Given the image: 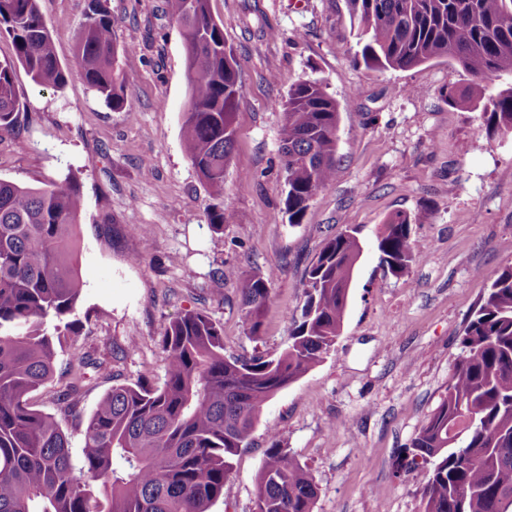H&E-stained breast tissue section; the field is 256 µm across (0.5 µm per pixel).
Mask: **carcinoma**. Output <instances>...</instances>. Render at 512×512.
<instances>
[{"instance_id":"cac0c4a2","label":"carcinoma","mask_w":512,"mask_h":512,"mask_svg":"<svg viewBox=\"0 0 512 512\" xmlns=\"http://www.w3.org/2000/svg\"><path fill=\"white\" fill-rule=\"evenodd\" d=\"M358 23L366 69H412L445 58L466 85L450 102L487 110L485 137L512 132V86L486 97L487 81L512 76V0H347ZM183 39L188 103L183 148L202 182L224 193L243 95L238 62L208 0H166ZM14 54L0 60V137L19 123L15 69L61 89L66 74L38 0H0V33ZM120 44L107 0H89L76 38L84 77L114 110L131 80L118 66ZM281 156L290 223L336 176L340 111L318 79L299 82L281 104ZM83 197L67 178L41 188L0 179V512H209L224 494L233 457L247 447L263 406L319 364L344 323L362 247L352 233L329 238L307 271L305 302L291 343L276 358L224 356V329L202 310L175 318L162 336L165 378L115 385L87 416L78 394L85 368L74 355L58 391L60 417L33 408L30 395L54 376L58 348L73 323L81 280L76 262ZM413 219L390 216L377 237L395 275L420 260ZM270 277L239 278L251 337L259 338ZM58 321L54 332L43 329ZM440 405L393 463L394 475L424 473L422 512H512V266L503 267L464 329ZM83 436L73 462L60 420ZM256 476L255 512H313L318 487L307 467L268 431Z\"/></svg>"}]
</instances>
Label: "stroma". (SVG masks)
Here are the masks:
<instances>
[{"label":"stroma","instance_id":"stroma-1","mask_svg":"<svg viewBox=\"0 0 512 512\" xmlns=\"http://www.w3.org/2000/svg\"><path fill=\"white\" fill-rule=\"evenodd\" d=\"M88 0H39L67 73L61 90L15 73L22 104L0 137V178L42 187L77 178L82 291L60 362L91 352L79 408L112 385L164 381L161 338L180 313L202 309L224 328V353L274 357L305 300V274L328 235L357 229L363 253L343 327L324 360L263 407L210 512H254L255 477L275 426L319 488L314 512H420L422 477H395L445 394L461 338L498 270L512 265V133L482 143V109L452 104L465 85L445 59L382 73L354 64L357 28L346 0H210L238 62L244 95L224 192L200 181L183 146L185 51L165 0H109L119 66L132 79L125 110L88 85L75 57ZM320 78L340 110L336 177L300 223L285 211L280 102ZM224 213L215 232L208 215ZM416 217L425 258L395 276L376 238L397 213ZM228 271L216 280V269ZM271 278L252 338L236 277ZM136 348H129V339Z\"/></svg>","mask_w":512,"mask_h":512}]
</instances>
